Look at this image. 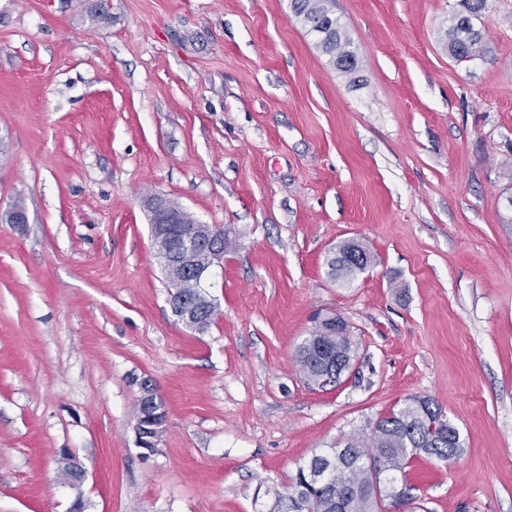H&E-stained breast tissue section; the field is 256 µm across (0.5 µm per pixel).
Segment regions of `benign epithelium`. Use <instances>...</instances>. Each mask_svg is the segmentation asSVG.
<instances>
[{
  "mask_svg": "<svg viewBox=\"0 0 512 512\" xmlns=\"http://www.w3.org/2000/svg\"><path fill=\"white\" fill-rule=\"evenodd\" d=\"M151 215V241L155 255L170 281L172 312L185 326L203 331L200 309H218L208 292L214 287L215 266L224 258V233L209 224L187 226L166 209V199L153 196L146 201ZM61 471L71 474L68 484L78 487L84 479L82 465L68 452L61 454ZM411 498L402 487L393 490L390 512H407Z\"/></svg>",
  "mask_w": 512,
  "mask_h": 512,
  "instance_id": "1",
  "label": "benign epithelium"
}]
</instances>
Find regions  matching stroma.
I'll list each match as a JSON object with an SVG mask.
<instances>
[{
  "label": "stroma",
  "instance_id": "35a3bbf8",
  "mask_svg": "<svg viewBox=\"0 0 512 512\" xmlns=\"http://www.w3.org/2000/svg\"><path fill=\"white\" fill-rule=\"evenodd\" d=\"M83 2L0 0V210L29 216L0 221V512H258L415 396L463 451L413 459L412 512H512V0L468 61L457 0H335L351 75L289 0ZM153 195L233 236L205 332L171 311ZM352 238L372 263L343 286ZM318 313L356 349L325 388L296 361ZM329 275L334 281H342L345 284L351 283L359 273L367 268L365 262L354 264L342 258L328 261ZM146 401L147 400L141 403V405H139L137 401L135 430L140 434L141 437L150 439L157 433L156 429L154 428L155 424L163 422L164 419L166 422L165 417L167 413L161 398H159L157 402H155L154 398H152L151 402L149 403Z\"/></svg>",
  "mask_w": 512,
  "mask_h": 512
}]
</instances>
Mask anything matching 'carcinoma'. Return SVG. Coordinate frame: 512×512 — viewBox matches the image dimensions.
Returning a JSON list of instances; mask_svg holds the SVG:
<instances>
[{"label":"carcinoma","mask_w":512,"mask_h":512,"mask_svg":"<svg viewBox=\"0 0 512 512\" xmlns=\"http://www.w3.org/2000/svg\"><path fill=\"white\" fill-rule=\"evenodd\" d=\"M460 9L449 17L444 39L449 53L457 60L479 57L484 50V34L477 22L482 18L486 0H459ZM291 11L321 52L344 74L356 70V57L349 40L332 10V0H290ZM349 245L336 248L337 258L328 261L329 275L336 281L351 283L367 264L341 258ZM355 352L349 337L341 334L336 323L314 328L297 351L301 372L322 387L339 382L344 372L336 369V359ZM162 400L136 405L135 430L149 439L156 435L155 425L164 421ZM462 448L457 428L432 398L414 397L398 410L377 421L365 439L351 438L342 448H331L325 456L335 457L333 468L320 481L310 480L311 458L300 465L288 483L284 495L274 491L271 512H380L391 486L381 484L379 471L391 477L405 476L406 468L419 454L441 461L457 457Z\"/></svg>","instance_id":"obj_1"}]
</instances>
